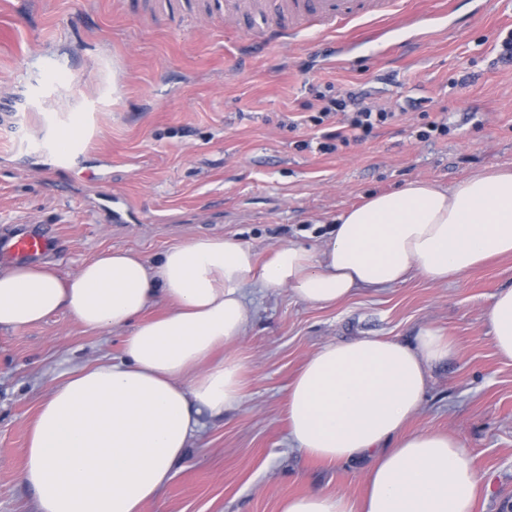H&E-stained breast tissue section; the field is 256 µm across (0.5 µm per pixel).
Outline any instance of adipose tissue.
I'll list each match as a JSON object with an SVG mask.
<instances>
[{
  "instance_id": "ef3b65f1",
  "label": "adipose tissue",
  "mask_w": 512,
  "mask_h": 512,
  "mask_svg": "<svg viewBox=\"0 0 512 512\" xmlns=\"http://www.w3.org/2000/svg\"><path fill=\"white\" fill-rule=\"evenodd\" d=\"M512 255V168L445 190L415 180L368 196L320 244L288 243L257 264L250 245L220 236L169 247L155 260L100 252L70 276L46 264H0V331L65 311L85 328L124 331L119 359L65 372L39 405L20 470L35 512H143L172 480L204 416L237 409L242 364L214 360L247 331L246 288L289 289L330 306L417 272L433 283ZM167 304L165 313L151 310ZM512 359V287L488 312ZM454 346L433 327L414 343L362 336L314 352L288 388L294 448L325 462L369 460L360 501L312 489L280 512H473L480 481L460 438L407 431L428 370Z\"/></svg>"
}]
</instances>
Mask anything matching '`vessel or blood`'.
<instances>
[{
  "label": "vessel or blood",
  "mask_w": 512,
  "mask_h": 512,
  "mask_svg": "<svg viewBox=\"0 0 512 512\" xmlns=\"http://www.w3.org/2000/svg\"><path fill=\"white\" fill-rule=\"evenodd\" d=\"M402 7V0H224V18L256 22L259 32L278 45L315 32L335 34ZM7 244L12 257L29 260L43 253L48 240L36 233L17 234L8 238Z\"/></svg>",
  "instance_id": "vessel-or-blood-1"
}]
</instances>
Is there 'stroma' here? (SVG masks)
Instances as JSON below:
<instances>
[{
  "label": "stroma",
  "mask_w": 512,
  "mask_h": 512,
  "mask_svg": "<svg viewBox=\"0 0 512 512\" xmlns=\"http://www.w3.org/2000/svg\"><path fill=\"white\" fill-rule=\"evenodd\" d=\"M450 26L419 38L398 13L378 25L287 47L255 49L249 23L224 26L218 0H0V101L60 57L72 82L58 98L0 116V236L39 233L43 261L75 273L108 249L156 258L196 237H234L266 259L278 245L316 243L372 193L425 180L450 188L512 167V63L497 61L512 0H406ZM347 67H333L336 55ZM353 88L392 112L363 141L328 153L312 120L319 94ZM104 108L90 145L66 157L32 154L88 97ZM447 118L445 136L420 130ZM512 287V257L442 285L414 273L392 287L317 307L289 290L251 289L249 325L231 347L243 401L206 419L184 462L144 512H279L309 489L358 499L368 461L323 463L292 447L288 386L323 345L360 336L413 340L425 325L456 344L430 369L413 430L459 437L481 479L474 512H512V360L496 351L487 313ZM122 332L88 331L65 312L0 332V512H34L19 481L30 425L60 375L121 355Z\"/></svg>",
  "instance_id": "1"
}]
</instances>
